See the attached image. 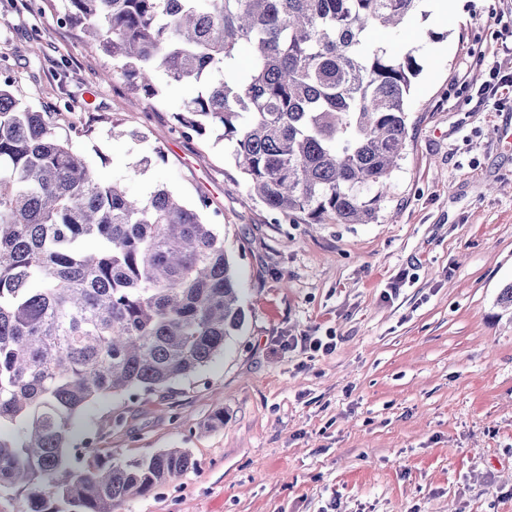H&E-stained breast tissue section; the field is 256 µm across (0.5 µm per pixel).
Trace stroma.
Listing matches in <instances>:
<instances>
[{
  "instance_id": "35a3bbf8",
  "label": "stroma",
  "mask_w": 512,
  "mask_h": 512,
  "mask_svg": "<svg viewBox=\"0 0 512 512\" xmlns=\"http://www.w3.org/2000/svg\"><path fill=\"white\" fill-rule=\"evenodd\" d=\"M37 5L0 0L16 98L56 113L58 132L129 193L207 196L241 289L244 323L201 372L83 418L93 430L123 415L99 447L185 448L197 462L123 512H512V311L497 302L512 282V98L496 108L460 81L504 61L512 0H452L443 20L422 0L403 31L376 33L416 48L421 72L370 224L273 223L223 141L178 132L186 87L158 75L163 95L145 102L61 24L67 0ZM219 408L223 427L205 431Z\"/></svg>"
}]
</instances>
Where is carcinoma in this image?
Returning a JSON list of instances; mask_svg holds the SVG:
<instances>
[{
    "label": "carcinoma",
    "instance_id": "cac0c4a2",
    "mask_svg": "<svg viewBox=\"0 0 512 512\" xmlns=\"http://www.w3.org/2000/svg\"><path fill=\"white\" fill-rule=\"evenodd\" d=\"M421 0H68L62 23L133 91L158 73L191 88L185 136L220 131L268 211L310 224L377 217L407 139L415 50L395 33ZM246 68L237 66L241 51ZM0 72V489L23 512H121L196 467L184 448L75 453L82 415L199 372L244 318L233 263L205 219L165 188L99 179L54 113Z\"/></svg>",
    "mask_w": 512,
    "mask_h": 512
}]
</instances>
